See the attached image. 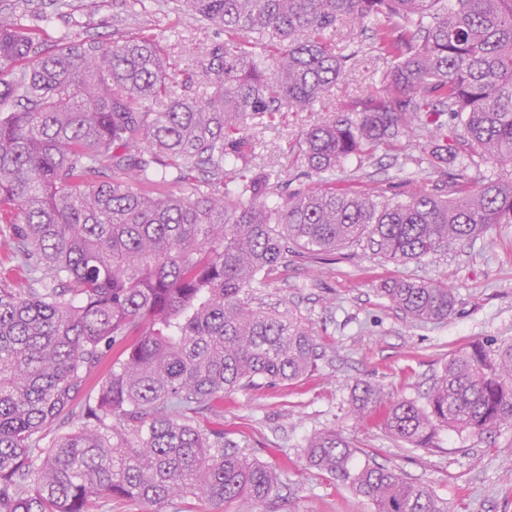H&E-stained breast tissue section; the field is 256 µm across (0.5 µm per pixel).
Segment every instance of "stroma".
<instances>
[{"label":"stroma","mask_w":512,"mask_h":512,"mask_svg":"<svg viewBox=\"0 0 512 512\" xmlns=\"http://www.w3.org/2000/svg\"><path fill=\"white\" fill-rule=\"evenodd\" d=\"M0 10L23 24L39 23L44 53L64 38L107 46L155 35L172 65L174 91L200 99L210 93L200 76V48L224 34L175 26L166 0H0ZM375 26L370 19L337 32V44L354 42L362 52L329 100L277 114L252 130L256 161L275 179L304 181L296 160L301 131L378 90L386 61L373 46ZM402 178L398 163L380 153L357 173L337 172L335 182L341 189L381 186L392 193L402 190ZM391 279L448 285L456 298L453 314L441 322H410L382 294ZM252 293L265 310L300 316L315 331L321 353L300 380L225 395L222 413L199 418L202 428L223 430L225 442L277 470L278 490L263 512H373L348 483L309 463L307 441L329 428L356 448L354 466L369 461L426 484L448 512H512V426L478 438L445 431L438 447L415 449L388 435L381 415L359 419L350 411L357 382L384 388L389 404L420 402L451 353L477 341L512 343V224L492 225L476 238L406 263L382 258L366 240L325 260L292 256L287 268Z\"/></svg>","instance_id":"35a3bbf8"}]
</instances>
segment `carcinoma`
Masks as SVG:
<instances>
[{"mask_svg":"<svg viewBox=\"0 0 512 512\" xmlns=\"http://www.w3.org/2000/svg\"><path fill=\"white\" fill-rule=\"evenodd\" d=\"M172 11L224 32L205 51L203 100L159 103L171 76L152 37L41 55L39 26L0 11V246L31 282L0 279V512H94L101 499L259 512L275 471L197 417L226 394L300 379L319 344L296 314L252 306L253 285L290 253L366 238L403 263L512 224V180L473 182L459 149L512 169V0H173ZM371 17L390 61L381 88L302 131L317 182L290 191L256 166L244 131L320 101L358 55L333 45L336 31ZM403 137L432 166L456 165L447 192L358 193L326 177L352 157L405 151ZM383 292L411 321L454 311L445 285L396 280ZM384 397L357 384L353 414ZM507 425L512 343L453 355L424 403L397 401L383 418L391 437L426 449L443 428ZM305 454L374 512H448L393 469L351 470L334 429Z\"/></svg>","mask_w":512,"mask_h":512,"instance_id":"obj_1","label":"carcinoma"}]
</instances>
